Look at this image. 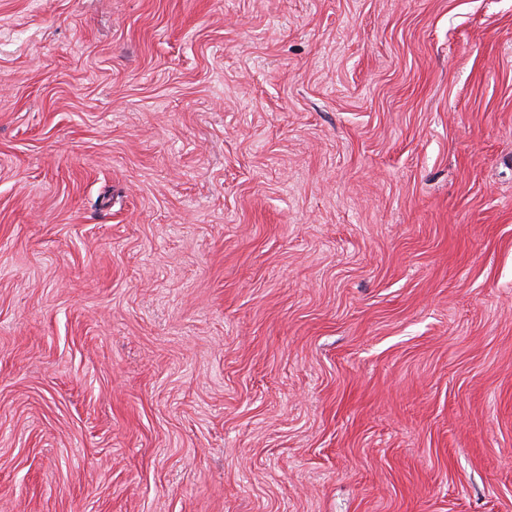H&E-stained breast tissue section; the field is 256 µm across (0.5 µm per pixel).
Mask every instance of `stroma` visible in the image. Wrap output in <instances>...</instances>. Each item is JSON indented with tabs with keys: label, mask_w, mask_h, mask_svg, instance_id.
I'll return each mask as SVG.
<instances>
[{
	"label": "stroma",
	"mask_w": 512,
	"mask_h": 512,
	"mask_svg": "<svg viewBox=\"0 0 512 512\" xmlns=\"http://www.w3.org/2000/svg\"><path fill=\"white\" fill-rule=\"evenodd\" d=\"M0 512H512V0H0Z\"/></svg>",
	"instance_id": "35a3bbf8"
}]
</instances>
